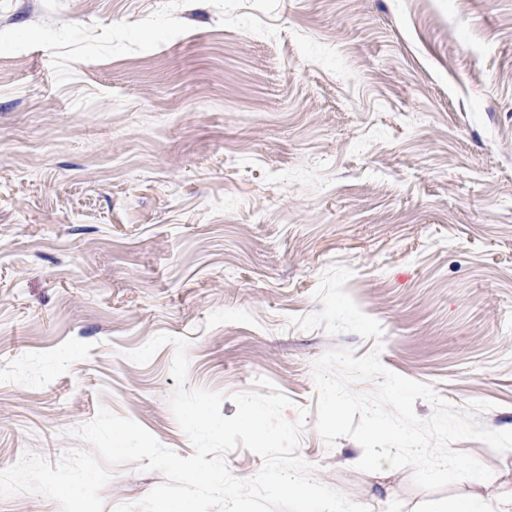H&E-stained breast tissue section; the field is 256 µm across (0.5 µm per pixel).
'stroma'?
I'll return each instance as SVG.
<instances>
[{
  "mask_svg": "<svg viewBox=\"0 0 512 512\" xmlns=\"http://www.w3.org/2000/svg\"><path fill=\"white\" fill-rule=\"evenodd\" d=\"M379 342L290 326L321 275ZM185 387L264 378L309 411L299 455L371 512H454L512 451L439 491L357 470L316 430L312 362L380 346L389 371L512 430V0H0V470L57 462L99 408L180 456ZM113 467L103 512L164 482Z\"/></svg>",
  "mask_w": 512,
  "mask_h": 512,
  "instance_id": "35a3bbf8",
  "label": "stroma"
}]
</instances>
